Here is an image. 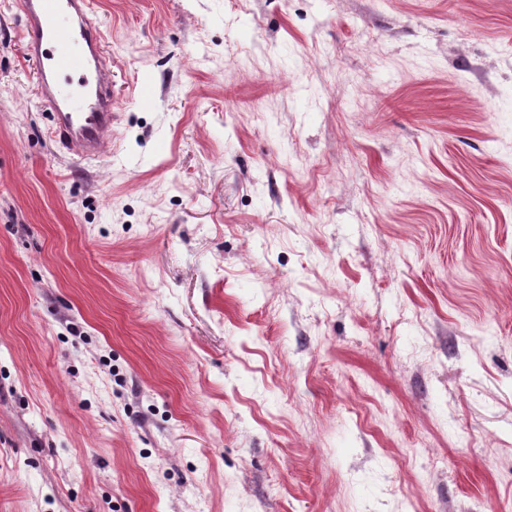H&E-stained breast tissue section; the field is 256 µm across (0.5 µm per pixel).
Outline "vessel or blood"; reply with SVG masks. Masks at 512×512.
I'll use <instances>...</instances> for the list:
<instances>
[{
  "mask_svg": "<svg viewBox=\"0 0 512 512\" xmlns=\"http://www.w3.org/2000/svg\"><path fill=\"white\" fill-rule=\"evenodd\" d=\"M16 7L55 143L83 160L99 158L112 140V60L90 0H16Z\"/></svg>",
  "mask_w": 512,
  "mask_h": 512,
  "instance_id": "vessel-or-blood-1",
  "label": "vessel or blood"
}]
</instances>
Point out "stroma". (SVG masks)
<instances>
[{"instance_id": "obj_1", "label": "stroma", "mask_w": 512, "mask_h": 512, "mask_svg": "<svg viewBox=\"0 0 512 512\" xmlns=\"http://www.w3.org/2000/svg\"><path fill=\"white\" fill-rule=\"evenodd\" d=\"M92 18L85 162L0 0V512H512V0Z\"/></svg>"}]
</instances>
